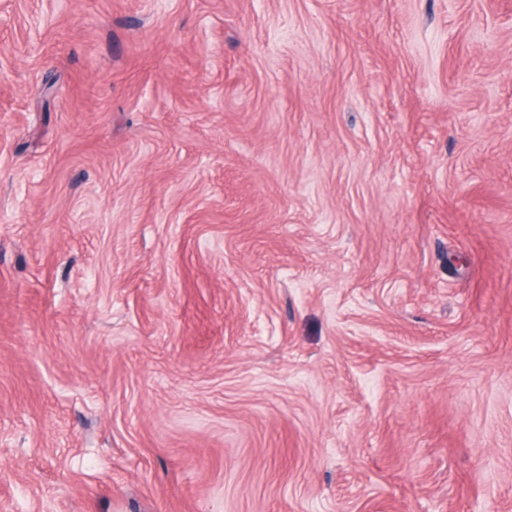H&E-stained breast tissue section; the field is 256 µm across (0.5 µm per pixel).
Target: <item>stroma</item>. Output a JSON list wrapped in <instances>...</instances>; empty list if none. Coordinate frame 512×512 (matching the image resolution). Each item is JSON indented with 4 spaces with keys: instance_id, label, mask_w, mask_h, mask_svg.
<instances>
[{
    "instance_id": "1",
    "label": "stroma",
    "mask_w": 512,
    "mask_h": 512,
    "mask_svg": "<svg viewBox=\"0 0 512 512\" xmlns=\"http://www.w3.org/2000/svg\"><path fill=\"white\" fill-rule=\"evenodd\" d=\"M0 512H512V0H0Z\"/></svg>"
}]
</instances>
